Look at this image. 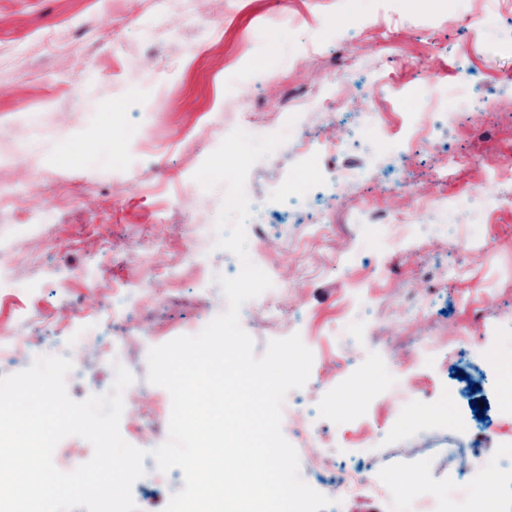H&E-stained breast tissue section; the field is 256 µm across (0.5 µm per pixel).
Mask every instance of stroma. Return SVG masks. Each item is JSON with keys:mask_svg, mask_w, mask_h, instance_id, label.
Here are the masks:
<instances>
[{"mask_svg": "<svg viewBox=\"0 0 512 512\" xmlns=\"http://www.w3.org/2000/svg\"><path fill=\"white\" fill-rule=\"evenodd\" d=\"M470 14L484 16L479 31ZM347 56L355 64L335 86L329 73ZM462 71L475 97L466 112L448 98ZM316 92L323 110L299 112ZM362 112L379 115L386 149L374 133H354ZM415 112L428 139L411 146ZM290 114L298 137L245 183L265 204L246 227L248 250L264 257L285 311L274 318L248 301L239 321L256 356L294 334L313 355L281 422L288 439L292 415L312 431L296 447L301 477L331 499L338 480L362 477L327 512H393L367 485L377 473L402 498L412 478L446 486L447 430L394 429L416 396L426 420L450 407L471 422L486 465L462 475L497 512H512L498 468L512 455L501 421L512 378L488 360L495 349L512 358V279L502 274L512 266V210L494 202L496 178L512 181V0H387L374 15L363 0H0V195L10 197L0 216L23 226L0 230L11 283L0 291V336L14 341L0 368L23 371L46 351L70 357L67 391L82 401L107 386L106 353L121 343L138 384L119 430L147 453L132 497L139 512H163L184 482L149 455L172 401L149 382L148 353L197 332L200 315L223 314L218 280L241 268L201 233L216 223L225 186L203 189L194 175L220 138L274 131ZM452 154L462 166L438 178ZM347 168L377 176L337 191ZM443 194L459 203L453 228L416 222L422 203ZM362 205L400 223L399 237L349 223ZM37 207L50 213L49 230H26ZM322 212L326 234L308 235ZM129 283L140 297L132 316L106 315L113 288ZM412 298L426 309L404 312ZM79 316L100 329L77 343ZM418 336L441 354L420 357ZM389 355L404 371L402 391L346 417ZM467 374L480 393L466 392Z\"/></svg>", "mask_w": 512, "mask_h": 512, "instance_id": "stroma-1", "label": "stroma"}]
</instances>
